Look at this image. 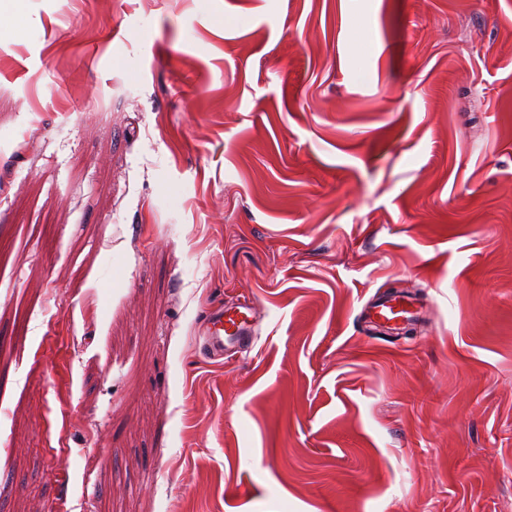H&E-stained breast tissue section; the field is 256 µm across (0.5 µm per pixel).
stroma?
I'll list each match as a JSON object with an SVG mask.
<instances>
[{
    "instance_id": "obj_1",
    "label": "stroma",
    "mask_w": 512,
    "mask_h": 512,
    "mask_svg": "<svg viewBox=\"0 0 512 512\" xmlns=\"http://www.w3.org/2000/svg\"><path fill=\"white\" fill-rule=\"evenodd\" d=\"M0 25V512H512V0ZM365 316L372 323H411L416 318L414 304L404 296H391L382 300L369 301L363 308ZM257 306L251 299H243L224 309H213L199 326L207 351H224L253 341L257 321Z\"/></svg>"
}]
</instances>
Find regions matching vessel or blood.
Masks as SVG:
<instances>
[{"label":"vessel or blood","mask_w":512,"mask_h":512,"mask_svg":"<svg viewBox=\"0 0 512 512\" xmlns=\"http://www.w3.org/2000/svg\"><path fill=\"white\" fill-rule=\"evenodd\" d=\"M365 316L372 323H411L417 311L414 304L403 296H391L372 301L364 307ZM257 321V306L245 299L236 305L213 309L199 326L206 350L221 351L251 343Z\"/></svg>","instance_id":"1"}]
</instances>
